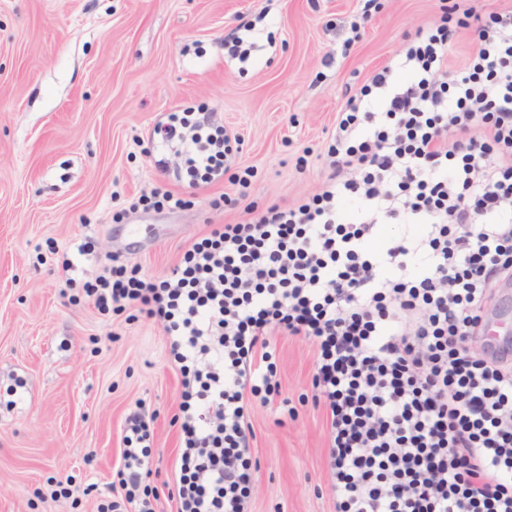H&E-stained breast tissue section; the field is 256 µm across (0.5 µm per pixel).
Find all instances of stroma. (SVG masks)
Wrapping results in <instances>:
<instances>
[{
    "mask_svg": "<svg viewBox=\"0 0 512 512\" xmlns=\"http://www.w3.org/2000/svg\"><path fill=\"white\" fill-rule=\"evenodd\" d=\"M377 2L345 56L333 27L358 20L364 0H0V512H100L119 499L123 429L140 401L154 417L148 492L155 512H173L183 376L169 340L136 307L102 314L83 284L115 253L164 277L210 225L313 194L337 112L439 22L442 4L512 9ZM236 27L245 60L222 45ZM200 107L244 144L223 181L193 188L144 149L157 123ZM249 166L248 187L234 185ZM158 188L191 206L139 205ZM225 193L236 205L214 208ZM269 350L280 398L250 410L248 512H335L325 417L311 402L315 347L274 336ZM70 486L76 494L55 498Z\"/></svg>",
    "mask_w": 512,
    "mask_h": 512,
    "instance_id": "obj_1",
    "label": "stroma"
}]
</instances>
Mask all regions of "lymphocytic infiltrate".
Wrapping results in <instances>:
<instances>
[{"mask_svg":"<svg viewBox=\"0 0 512 512\" xmlns=\"http://www.w3.org/2000/svg\"><path fill=\"white\" fill-rule=\"evenodd\" d=\"M474 31L448 68L457 28ZM190 185L235 153L212 113L170 115ZM319 190L245 224H217L169 276L106 267L86 293L161 322L183 374L176 512H246L249 413L279 396L273 335L317 352L336 512H512V361L473 351L496 284L512 277V11L418 29L336 116ZM401 237L373 247L381 226ZM120 500L155 512L144 410L125 421Z\"/></svg>","mask_w":512,"mask_h":512,"instance_id":"lymphocytic-infiltrate-1","label":"lymphocytic infiltrate"}]
</instances>
